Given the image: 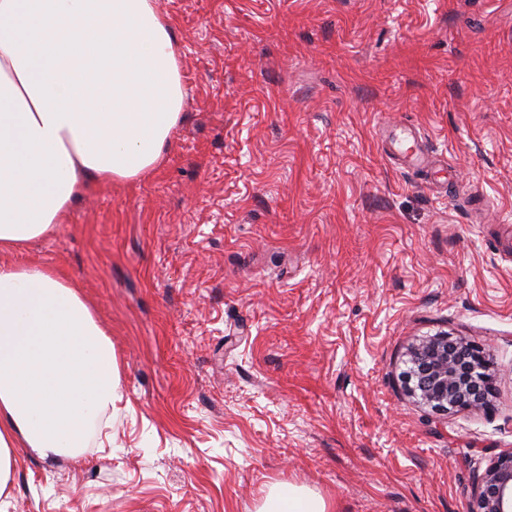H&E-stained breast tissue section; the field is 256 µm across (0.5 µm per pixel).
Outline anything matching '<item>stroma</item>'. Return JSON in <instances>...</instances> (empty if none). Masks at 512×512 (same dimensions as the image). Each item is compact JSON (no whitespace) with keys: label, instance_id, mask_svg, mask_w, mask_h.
Wrapping results in <instances>:
<instances>
[{"label":"stroma","instance_id":"obj_1","mask_svg":"<svg viewBox=\"0 0 512 512\" xmlns=\"http://www.w3.org/2000/svg\"><path fill=\"white\" fill-rule=\"evenodd\" d=\"M181 51L164 164L91 187L15 255L112 339V441L20 449L0 512H470L512 453V0H156ZM414 129L447 184L383 141ZM445 333L494 364L485 410L405 392ZM260 511L328 512V505L320 495L308 489L280 484L270 491Z\"/></svg>","mask_w":512,"mask_h":512}]
</instances>
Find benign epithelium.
Listing matches in <instances>:
<instances>
[{
	"label": "benign epithelium",
	"instance_id": "1",
	"mask_svg": "<svg viewBox=\"0 0 512 512\" xmlns=\"http://www.w3.org/2000/svg\"><path fill=\"white\" fill-rule=\"evenodd\" d=\"M408 363L406 390L432 410L488 406L494 377L482 346L438 335L411 346ZM473 512H512V453L497 457L478 478Z\"/></svg>",
	"mask_w": 512,
	"mask_h": 512
}]
</instances>
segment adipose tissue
I'll return each instance as SVG.
<instances>
[{
  "label": "adipose tissue",
  "mask_w": 512,
  "mask_h": 512,
  "mask_svg": "<svg viewBox=\"0 0 512 512\" xmlns=\"http://www.w3.org/2000/svg\"><path fill=\"white\" fill-rule=\"evenodd\" d=\"M185 99L155 0H0V495L18 447L77 458L122 396L112 342L54 269L9 254L65 223L91 185L156 170ZM262 512H328L280 484Z\"/></svg>",
  "instance_id": "ef3b65f1"
}]
</instances>
